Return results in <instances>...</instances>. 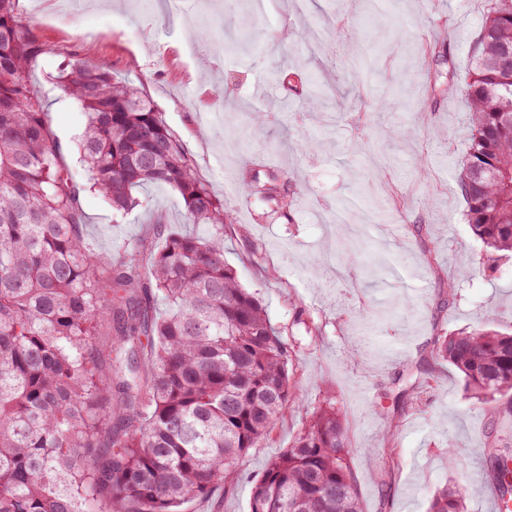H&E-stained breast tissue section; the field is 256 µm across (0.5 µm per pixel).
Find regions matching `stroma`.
<instances>
[{"label":"stroma","mask_w":512,"mask_h":512,"mask_svg":"<svg viewBox=\"0 0 512 512\" xmlns=\"http://www.w3.org/2000/svg\"><path fill=\"white\" fill-rule=\"evenodd\" d=\"M486 8L485 0H349L343 12L337 0H180L172 16L164 0H16L48 47L27 79L85 188L81 229L94 253L115 257L151 239L158 219L184 233L204 228L166 186L140 190L141 206L123 214L88 191L79 150L86 117L54 81L70 54L132 84L182 141L234 215L226 262L291 348L298 402L241 460L232 486L181 512H249L269 460L325 401L349 431L365 512H427L448 480L482 470L488 417L459 373L435 360L434 343L475 325L512 330V254L485 263L465 218L458 180L469 114L461 94L435 95L427 49L466 75ZM308 28L328 41L327 54L299 40ZM355 54L368 61L359 72L348 63ZM257 111L268 115L259 133ZM272 171L290 180L283 214L241 191L242 179ZM410 371L433 375V387L401 394Z\"/></svg>","instance_id":"stroma-1"}]
</instances>
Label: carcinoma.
Segmentation results:
<instances>
[{
	"label": "carcinoma",
	"instance_id": "cac0c4a2",
	"mask_svg": "<svg viewBox=\"0 0 512 512\" xmlns=\"http://www.w3.org/2000/svg\"><path fill=\"white\" fill-rule=\"evenodd\" d=\"M16 0H0V512H177L237 475L239 462L296 399L291 351L255 293L224 261L232 214L197 174L160 113L105 66L71 56L57 82L88 121L80 142L91 188L117 212L136 191L168 186L206 235L170 230L116 260L87 246L83 188L60 158L41 92L26 79L46 44ZM512 0H488L471 70L456 87L472 137L458 181L473 234L512 252ZM475 170L491 177L477 183ZM244 191L288 205V178ZM165 314L151 317L154 302ZM112 342L101 349L98 336ZM147 338V375L122 353ZM436 354L488 404L485 481L512 512V333L459 329ZM119 399L118 411L109 406ZM482 484L436 491L429 512H465ZM249 512H364L352 448L336 404L310 414L255 482Z\"/></svg>",
	"mask_w": 512,
	"mask_h": 512
}]
</instances>
